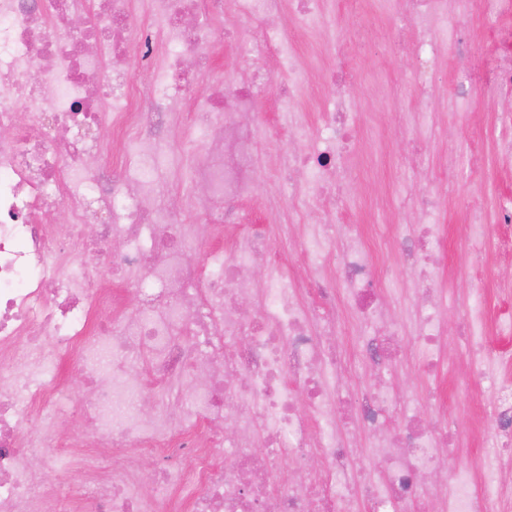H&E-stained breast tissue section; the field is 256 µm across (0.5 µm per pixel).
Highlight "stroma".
I'll return each mask as SVG.
<instances>
[{
  "instance_id": "1",
  "label": "stroma",
  "mask_w": 512,
  "mask_h": 512,
  "mask_svg": "<svg viewBox=\"0 0 512 512\" xmlns=\"http://www.w3.org/2000/svg\"><path fill=\"white\" fill-rule=\"evenodd\" d=\"M215 25L222 30H236L237 35L207 46L211 68L201 77L207 86L245 78L260 65L247 50L254 21L229 12L216 20ZM395 38L375 0H368L360 27L344 45L350 65L382 88L376 96L362 94L356 88L351 91L353 119L364 133L348 147V162L353 169L348 218L351 223L363 225L372 244L378 243L391 224L406 220V213L399 208L401 199L416 196L440 178V157L466 141L471 130L487 127L490 108L512 110V95L502 94L491 102L485 89L475 85L470 89L472 107L467 116L455 117L450 106L457 82L456 62L451 58L442 61L432 99L421 103L418 87L411 77L415 60L411 55L393 50ZM423 109L434 113L433 122L413 120V113ZM270 164L269 147L264 138H257L252 173L254 191L242 200L241 206L259 223L267 222L279 208L278 199L266 191ZM473 166L485 172L483 184L476 187L467 182ZM454 175L460 187L435 214L447 250L438 286L450 310L462 307L470 288L477 283V273L467 263L462 249V226L470 194L481 192L490 205L499 195L512 193V178L500 173L495 162V142L491 139L482 144L476 163L461 162ZM446 329L450 336L448 356L441 362L438 374L425 369L417 357L418 343L409 338L405 345L414 352V359L392 366L388 377L398 388L410 391L416 408L424 415H435L443 408L448 410L458 436L455 453L446 461L447 469L473 473L482 463L483 446L490 440L493 428L483 403L467 400L460 394L461 385L467 380V368L464 346L455 340V318L447 319Z\"/></svg>"
}]
</instances>
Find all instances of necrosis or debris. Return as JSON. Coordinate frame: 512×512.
Wrapping results in <instances>:
<instances>
[{"label": "necrosis or debris", "instance_id": "necrosis-or-debris-1", "mask_svg": "<svg viewBox=\"0 0 512 512\" xmlns=\"http://www.w3.org/2000/svg\"><path fill=\"white\" fill-rule=\"evenodd\" d=\"M284 1L295 25L330 51L323 74L338 89L314 129L289 108L310 74L270 21ZM361 2L347 0L339 19L323 0H0V380L10 385L0 392V512H512V458L502 454L512 446V380L491 369L508 353L486 340L490 331L512 336V312L488 318L480 284L457 312L475 381L465 395L489 392L494 436L480 476L442 473L453 450L447 426L431 428L415 407L397 405L386 378L406 335L416 336L430 372L446 355L442 242L430 219L455 186L443 181L410 200L417 223L395 225L387 240L399 265L378 264L360 225L347 223L346 144L356 128L345 90L357 75L342 46ZM384 2L392 17L418 23L409 49L421 99L434 93L443 50L457 58L461 84L512 93V38L497 41L489 63L470 30L449 23L448 0ZM228 9L263 18L252 47L265 65L203 89L184 59L215 38L213 21ZM132 68L133 86L124 81ZM267 93L285 107L300 147L281 148L280 130L255 111ZM183 125L206 187L191 219L160 201L157 187ZM258 133L278 145L282 210L329 216L302 226L297 271L272 245L269 225L247 221L240 206ZM130 141L133 171L94 165ZM61 210L70 223H56ZM469 217L474 263L512 252V195L489 216L473 201ZM199 252L201 266L190 261ZM98 262L111 279L93 275ZM404 267L418 277V301L394 319L387 297ZM116 278L133 288L134 314L117 310ZM250 295L256 307L243 309ZM348 319L352 354L336 345ZM72 355L92 387L73 406L61 374ZM362 375L371 383L351 398L349 383ZM176 381L191 385L178 413L163 399ZM66 410L81 421L88 452L90 475L78 489L40 479L69 467L70 443L53 430ZM347 411L371 437L369 458L346 431ZM140 449L160 458L155 485L166 496L144 483ZM101 452L111 454L110 469L95 464ZM286 457L301 477L283 474Z\"/></svg>", "mask_w": 512, "mask_h": 512}]
</instances>
